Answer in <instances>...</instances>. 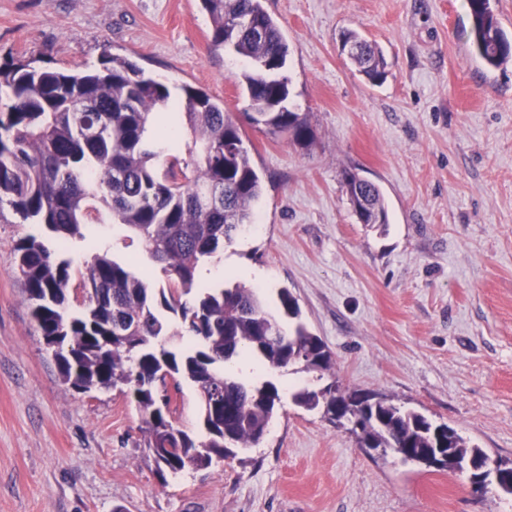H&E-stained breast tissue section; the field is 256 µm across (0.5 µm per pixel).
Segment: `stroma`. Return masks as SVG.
I'll use <instances>...</instances> for the list:
<instances>
[{
	"label": "stroma",
	"instance_id": "1",
	"mask_svg": "<svg viewBox=\"0 0 512 512\" xmlns=\"http://www.w3.org/2000/svg\"><path fill=\"white\" fill-rule=\"evenodd\" d=\"M289 45L290 104L311 149L246 117L241 57L210 49L200 0H0V64L44 68L135 61L172 95L188 85L223 102L252 145L262 181L257 221L198 272L250 285L263 303L288 290L298 319L336 359L341 389L387 398L512 459V62L471 53L467 0H264ZM382 48L371 85L341 51L342 30ZM379 186L387 225L363 224L343 172ZM0 222V512H512V496L475 493L467 474L427 471L359 447L350 424L284 394L263 442L208 471L159 478L140 412L120 390L64 385L16 270L38 233ZM162 286L143 244L103 213L73 241ZM236 277L224 274L225 265Z\"/></svg>",
	"mask_w": 512,
	"mask_h": 512
}]
</instances>
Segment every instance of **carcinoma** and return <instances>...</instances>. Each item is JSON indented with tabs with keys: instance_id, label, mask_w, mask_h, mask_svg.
Wrapping results in <instances>:
<instances>
[{
	"instance_id": "cac0c4a2",
	"label": "carcinoma",
	"mask_w": 512,
	"mask_h": 512,
	"mask_svg": "<svg viewBox=\"0 0 512 512\" xmlns=\"http://www.w3.org/2000/svg\"><path fill=\"white\" fill-rule=\"evenodd\" d=\"M210 16L211 47L228 45L251 68L236 75L251 112L248 119L272 138L285 136L309 147L314 130L307 114L289 105L284 74L289 47L263 0H200ZM471 45L486 68L512 61L495 0H468ZM357 71L373 84L386 76L382 50L355 29L340 35ZM186 119L191 140L171 137ZM357 215L367 204L380 224L389 223L379 187L344 177ZM262 185L238 124L224 104L205 91L184 86L177 99L169 87L136 62L108 56L97 67L36 68L29 62L0 66V206L8 205L39 236L16 245L17 271L40 335L51 349L64 384L81 393L128 388L142 412L145 448L157 473L188 467L208 470L238 450L259 446L281 404L271 380L243 381L224 363L248 353L275 370L291 366L330 380L301 387L293 401L331 416L334 403L352 407L364 423L352 428L358 444L381 454H400L424 467H445L428 449L448 441L446 424L383 399L356 407L358 392L336 384L335 358L326 344L299 324L287 333L252 288H199L200 267L254 223ZM140 239L166 283L155 288L129 265L103 251L83 274L84 304L71 300L72 260L62 245L85 238V226L100 221V208ZM283 314L296 319L298 301L280 292ZM282 340L268 339L273 329ZM194 384L201 401V433L173 425V397L161 403L156 382ZM461 458L485 452L455 435Z\"/></svg>"
}]
</instances>
